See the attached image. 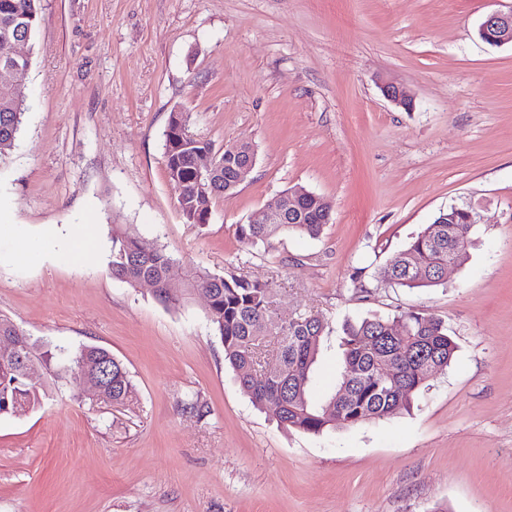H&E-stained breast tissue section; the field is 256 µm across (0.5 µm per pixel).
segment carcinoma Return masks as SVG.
<instances>
[{
  "instance_id": "1",
  "label": "carcinoma",
  "mask_w": 512,
  "mask_h": 512,
  "mask_svg": "<svg viewBox=\"0 0 512 512\" xmlns=\"http://www.w3.org/2000/svg\"><path fill=\"white\" fill-rule=\"evenodd\" d=\"M41 0H0V154L14 146L25 114V88L29 57L12 53L16 42H29L39 21ZM188 115L172 112L164 133V155L168 178L181 183L177 207L188 224L203 226L210 213L199 209L194 158L208 153L213 167L208 175L210 198L224 196V185L232 178L239 157L250 150L242 143L222 149L205 140L187 136ZM460 207L450 205L439 212L402 250L381 269L382 280L408 289L444 283L448 264L461 262L471 244L472 224L464 223ZM331 204L318 196L304 202V216L295 224H240L239 240L265 244L277 235L296 234L318 238L328 224ZM112 278L132 288L148 278L155 284L154 296L178 305L183 298L168 291L169 281L181 277L183 293L207 289L211 294L206 317L214 335L224 346V361L252 404L273 413L278 425L306 434L322 435L337 427L351 428L389 418L410 405L430 379L445 371L454 359L456 343L448 326L434 314L408 310L392 317L372 316L347 325L336 387L324 402L314 403L310 391L317 383L316 362L324 324L316 317L300 315L283 325L276 321L275 291L266 282L251 281L232 272L212 273L185 263L160 247L147 251L133 228L112 231V256L107 264ZM403 333L393 332L395 324ZM0 336L17 345L15 353L0 351V417L13 416L41 403L37 387L23 370L22 356H31L39 366L58 374L94 379L105 365L112 366V382L103 386L97 404L124 407L134 401L135 388L125 365L108 350L82 345L74 352L61 348L52 352L31 341L13 320L0 316ZM272 336L278 347L264 371L259 348ZM335 406L337 416L326 414Z\"/></svg>"
}]
</instances>
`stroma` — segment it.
I'll return each mask as SVG.
<instances>
[{
	"label": "stroma",
	"mask_w": 512,
	"mask_h": 512,
	"mask_svg": "<svg viewBox=\"0 0 512 512\" xmlns=\"http://www.w3.org/2000/svg\"><path fill=\"white\" fill-rule=\"evenodd\" d=\"M512 0H41L27 108L0 155V314L32 339L104 347L137 401L94 407L38 370L40 406L0 418V512H512V47L478 30ZM400 85L413 110L379 83ZM257 162L208 224L186 223L165 167L172 111ZM302 187L330 201L319 238L239 242L237 225ZM474 209L445 284L379 271L440 210ZM99 222L98 251L61 239ZM214 273L275 288L281 320L324 321L314 399L347 323L413 308L458 351L410 410L313 436L256 410L206 303H159L107 273L113 225ZM42 242L28 263L15 242ZM196 396L206 417L187 413Z\"/></svg>",
	"instance_id": "1"
}]
</instances>
